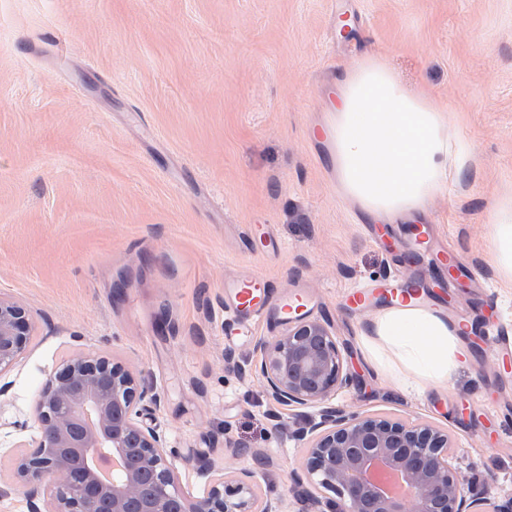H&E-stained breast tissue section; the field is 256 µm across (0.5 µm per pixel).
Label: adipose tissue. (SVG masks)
<instances>
[{
	"label": "adipose tissue",
	"mask_w": 512,
	"mask_h": 512,
	"mask_svg": "<svg viewBox=\"0 0 512 512\" xmlns=\"http://www.w3.org/2000/svg\"><path fill=\"white\" fill-rule=\"evenodd\" d=\"M336 185L364 214L393 224L416 221L474 159L448 135V114L431 95L403 86L387 64L363 58L338 82L328 124ZM492 259L512 282V198L487 216ZM367 365L401 394L452 381L464 364L462 329L447 313L417 303L377 310L361 335Z\"/></svg>",
	"instance_id": "adipose-tissue-1"
}]
</instances>
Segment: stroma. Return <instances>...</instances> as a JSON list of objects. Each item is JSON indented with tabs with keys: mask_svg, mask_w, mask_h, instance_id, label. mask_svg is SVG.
Listing matches in <instances>:
<instances>
[{
	"mask_svg": "<svg viewBox=\"0 0 512 512\" xmlns=\"http://www.w3.org/2000/svg\"><path fill=\"white\" fill-rule=\"evenodd\" d=\"M448 109L469 177L425 220L465 270L418 257L449 316L492 308L495 337L448 386L396 393L364 362L372 308L357 282L394 277L401 225L361 230L336 191L327 122L336 83L364 56ZM512 195V0H0V294L29 312L28 351L0 373V512H31L15 461L37 434L36 399L66 359H114L158 398L150 419L185 490L204 470L249 468L299 512L290 432L309 409L269 400L251 357L288 327L224 337V284L259 275L305 289L355 376L336 406L448 430L470 498L512 499V285L491 258L487 214Z\"/></svg>",
	"mask_w": 512,
	"mask_h": 512,
	"instance_id": "1",
	"label": "stroma"
}]
</instances>
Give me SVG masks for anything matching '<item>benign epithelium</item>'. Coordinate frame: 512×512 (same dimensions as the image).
Returning <instances> with one entry per match:
<instances>
[{"mask_svg": "<svg viewBox=\"0 0 512 512\" xmlns=\"http://www.w3.org/2000/svg\"><path fill=\"white\" fill-rule=\"evenodd\" d=\"M32 335L27 310L0 296V373L23 357ZM249 366L275 402L318 409L295 431L307 451L298 484L307 486L311 512H471L448 432L331 405L353 374L325 323L291 322ZM154 403L118 362L93 354L64 361L37 400L36 445L15 466L32 512H283L280 500L260 494L252 470L210 476L203 492L184 493L163 436L142 420ZM97 448L112 449L120 464L110 484L99 479Z\"/></svg>", "mask_w": 512, "mask_h": 512, "instance_id": "1", "label": "benign epithelium"}]
</instances>
